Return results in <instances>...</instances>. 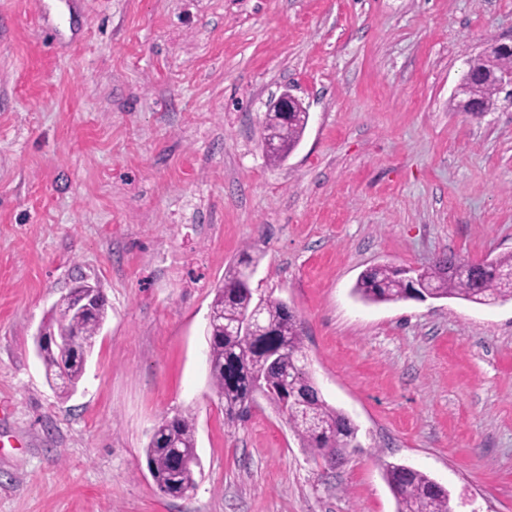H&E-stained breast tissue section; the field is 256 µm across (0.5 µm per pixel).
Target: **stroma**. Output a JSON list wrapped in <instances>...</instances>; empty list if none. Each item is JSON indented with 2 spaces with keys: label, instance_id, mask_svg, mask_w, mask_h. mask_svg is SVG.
Segmentation results:
<instances>
[{
  "label": "stroma",
  "instance_id": "1",
  "mask_svg": "<svg viewBox=\"0 0 512 512\" xmlns=\"http://www.w3.org/2000/svg\"><path fill=\"white\" fill-rule=\"evenodd\" d=\"M510 39L512 0H0V512H396L382 458L512 512V300L353 293L512 253V99L455 108ZM286 90L309 120L273 164ZM245 249L358 427L336 464L265 399L224 423L205 327ZM81 281L107 315L63 395L35 341ZM177 414L200 467L172 498L144 450ZM269 111L297 112L294 118L288 123H283L276 116L267 112L263 127L264 145L268 141L278 144L277 149L267 147L266 156L272 163H280L299 145L308 123V112L298 99L288 91L283 92L279 97L274 98L269 104ZM361 299L368 302H398L417 299L416 290L409 288L407 278L400 269L388 264H379L364 270L353 289Z\"/></svg>",
  "mask_w": 512,
  "mask_h": 512
}]
</instances>
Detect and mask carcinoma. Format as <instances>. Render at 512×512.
I'll use <instances>...</instances> for the list:
<instances>
[{"instance_id":"1","label":"carcinoma","mask_w":512,"mask_h":512,"mask_svg":"<svg viewBox=\"0 0 512 512\" xmlns=\"http://www.w3.org/2000/svg\"><path fill=\"white\" fill-rule=\"evenodd\" d=\"M504 63V59L492 55H479L469 62L473 93L488 111L500 94L489 75ZM307 123L306 112L296 113L287 123L266 115L263 139L278 144L277 149L266 152L267 158L274 164L285 160L299 145ZM257 265L258 259L248 252L230 264L211 304V311L226 323L240 322L257 309L271 328L270 335L257 338L246 331L232 335L221 328L206 329L209 375L213 389L224 401V419L229 425L235 423L244 409L262 396L286 418L302 447L313 457L332 463L352 447L357 427L321 397L313 376L303 366L302 325L297 315L281 300L255 299L253 290L243 283V269ZM461 266L463 263L455 257L445 256L417 271L416 278L425 284L432 299L455 298L482 305L512 300V253L487 264L472 265L467 275L459 272ZM354 293L375 303L416 296L400 269L388 264L364 270ZM105 318L106 303L99 304L91 314H83L67 295L54 307L45 331L54 336H73L89 351ZM39 358L47 377L56 382L63 394L82 377L84 360L80 356L64 364L56 350L43 348ZM145 453L154 482L169 496L176 497L180 491L193 488L198 457L192 418L177 415L162 421L152 433ZM381 469L396 500V512H452L448 490L426 473L387 461L381 462Z\"/></svg>"}]
</instances>
